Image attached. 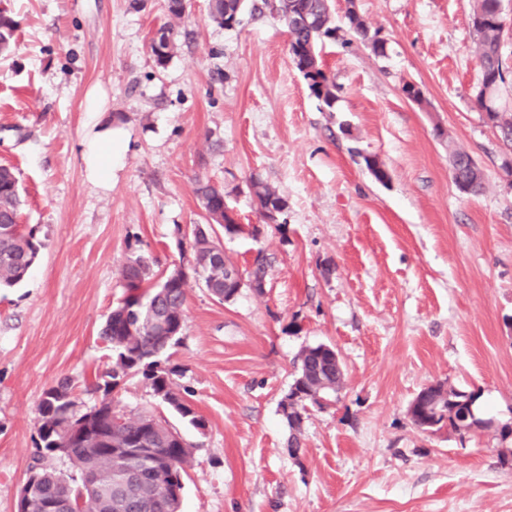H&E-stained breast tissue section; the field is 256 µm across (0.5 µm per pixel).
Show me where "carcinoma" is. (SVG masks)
<instances>
[{"label":"carcinoma","mask_w":512,"mask_h":512,"mask_svg":"<svg viewBox=\"0 0 512 512\" xmlns=\"http://www.w3.org/2000/svg\"><path fill=\"white\" fill-rule=\"evenodd\" d=\"M348 30L361 42L371 45L377 55L385 53L384 40L370 34L357 11L355 0H348ZM498 0H476L470 15V26L476 37L477 60L481 73L476 96L478 108L492 126L497 128L503 145L512 150V111L499 97L504 83L505 63L502 59L503 28L496 21ZM242 0H210L209 16L219 26L229 24L241 13ZM271 9L284 19L288 28V49L296 68L307 80L311 93L327 108L336 103V85L321 68L319 44L336 37L339 27L332 22L328 0H275ZM13 21L0 14V53L11 48ZM176 48L175 32L169 25L160 27L151 39V51L157 65L164 66ZM468 153L455 150L451 155L454 183L464 180L470 194L484 187L482 170L464 166ZM259 211L286 208L278 192L258 178L251 180ZM195 193L201 206L224 230V235L242 232L241 225L226 214L224 189L208 181H197ZM21 205L19 178L15 170L0 166V288H14L22 283L37 262L45 240L35 227L18 223ZM196 265L177 278L167 275L154 279L150 258L131 256L122 265L119 275L126 295L113 308L100 331L112 347V363L93 372L91 391L98 395L88 409L78 401L72 381L64 377L47 389L36 410L37 448L41 459L53 456L56 447L69 448L68 459L81 473L97 474V484L75 483V479L56 472L41 463L30 467L28 477L35 480L25 512H47L46 502L62 498L65 482L73 484V512H180L181 501L174 491L182 487L183 477L192 463V451L181 435L152 414L132 416L119 407L116 394L125 379L139 374L162 403L198 430L205 428L203 418L182 396L174 376L177 371L164 365L168 351L178 344L180 335L165 341L152 333V321L167 315L184 327L186 286L189 277L200 278L211 285L212 296L224 301V266L233 265L226 257L214 261V254L223 250L220 241L210 235L194 240ZM345 373L336 366L335 357L322 346L303 349L297 357V373L288 395L302 393L299 403L280 404L291 430L300 429L307 405L320 406L330 393L340 390ZM477 391H466L436 383L427 388L421 402L420 415L412 419L423 426L422 417L439 426L457 430L461 422L471 418L482 420ZM93 418L87 429L68 435L67 423L72 419Z\"/></svg>","instance_id":"carcinoma-1"}]
</instances>
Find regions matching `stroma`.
Segmentation results:
<instances>
[{
  "label": "stroma",
  "mask_w": 512,
  "mask_h": 512,
  "mask_svg": "<svg viewBox=\"0 0 512 512\" xmlns=\"http://www.w3.org/2000/svg\"><path fill=\"white\" fill-rule=\"evenodd\" d=\"M260 2L225 28L209 0H187L160 68L150 39L170 22L165 0H0L16 24L0 55V165L19 177L20 223L46 242L25 280L0 290V512H16L43 393L67 377L96 399L86 387L112 361L99 331L125 292L120 267L146 254L166 275L178 228L203 223L199 177L247 227L223 237L225 253L243 271L259 254L268 267L263 293L227 303L187 288L169 364L205 430L141 377L119 392L126 413L164 418L194 445L182 512H512L500 454L512 437L499 436L512 425V152L476 105L474 0H357L386 53L345 31L326 42L331 108ZM99 121L123 146L106 191L81 162ZM457 149L482 170L481 193L454 184ZM254 175L285 199L278 223L264 222ZM320 343L345 382L305 414L292 452L280 402L300 351ZM437 382L480 392L493 427L417 428L408 406Z\"/></svg>",
  "instance_id": "obj_1"
}]
</instances>
